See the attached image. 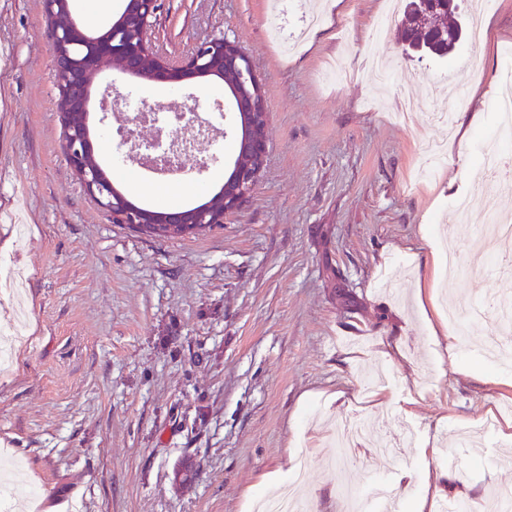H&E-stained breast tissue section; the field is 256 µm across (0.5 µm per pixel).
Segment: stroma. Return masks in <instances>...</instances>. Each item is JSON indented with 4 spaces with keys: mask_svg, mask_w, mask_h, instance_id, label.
I'll return each mask as SVG.
<instances>
[{
    "mask_svg": "<svg viewBox=\"0 0 512 512\" xmlns=\"http://www.w3.org/2000/svg\"><path fill=\"white\" fill-rule=\"evenodd\" d=\"M383 0H160L156 52L178 59L227 37L265 90L268 154L259 183L223 224L157 239L87 195L69 166L45 0H0V261L23 268L27 337L0 374V448L22 467L10 496L33 512H247L301 473L306 512H347L345 492L401 490L410 512L428 476L440 501L512 494V370L474 346L487 319L447 351L445 304L460 308L512 279L470 262L485 208L512 215L495 185L470 222L453 202L478 153L512 48V0H486L479 43L448 57L406 53ZM152 101L190 100L220 124L216 163L184 184L147 172L122 187L136 204H198L219 188L237 129L214 99L126 78H90ZM421 102L411 123L397 92ZM453 111L454 126L434 119ZM122 110L91 109L105 170L124 157ZM368 426L355 460L330 446L337 420ZM415 433L391 464L379 437ZM465 468L448 465L449 453ZM189 467V482L175 471Z\"/></svg>",
    "mask_w": 512,
    "mask_h": 512,
    "instance_id": "35a3bbf8",
    "label": "stroma"
}]
</instances>
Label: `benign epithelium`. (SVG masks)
I'll list each match as a JSON object with an SVG mask.
<instances>
[{
  "label": "benign epithelium",
  "instance_id": "7a95c632",
  "mask_svg": "<svg viewBox=\"0 0 512 512\" xmlns=\"http://www.w3.org/2000/svg\"><path fill=\"white\" fill-rule=\"evenodd\" d=\"M75 0H45L50 15H65L53 28L52 70L59 89V110L66 128L65 153L84 191L105 210L115 224H222L224 215L238 209L254 190L266 165L267 146L262 131L267 123L263 84L248 59L228 38H213L191 56L177 62L160 57L147 36V23L159 9L158 0H123L118 18L101 35H91L73 19ZM454 7V0H422L416 27L436 12ZM117 60L133 78L179 91L194 78L233 74L235 111L243 118L245 133L238 139L237 163L218 192L193 208H169L161 214L137 208L112 187L95 160L86 117L91 90L88 75Z\"/></svg>",
  "mask_w": 512,
  "mask_h": 512
}]
</instances>
